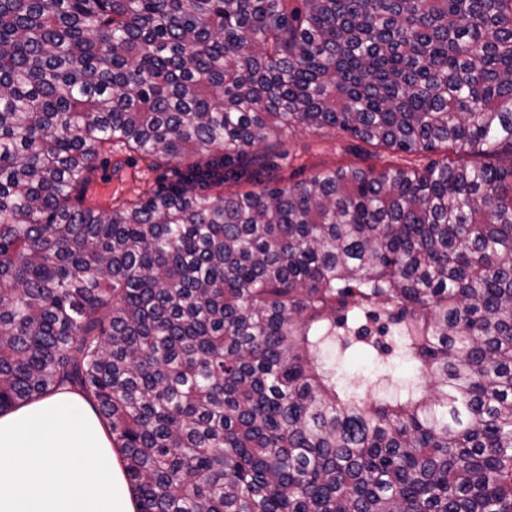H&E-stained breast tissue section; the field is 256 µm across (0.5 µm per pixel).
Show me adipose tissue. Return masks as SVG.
I'll return each mask as SVG.
<instances>
[{
  "label": "adipose tissue",
  "instance_id": "obj_1",
  "mask_svg": "<svg viewBox=\"0 0 512 512\" xmlns=\"http://www.w3.org/2000/svg\"><path fill=\"white\" fill-rule=\"evenodd\" d=\"M0 512H136L82 395L63 389L0 415Z\"/></svg>",
  "mask_w": 512,
  "mask_h": 512
}]
</instances>
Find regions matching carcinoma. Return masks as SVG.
I'll use <instances>...</instances> for the list:
<instances>
[{"label":"carcinoma","instance_id":"carcinoma-1","mask_svg":"<svg viewBox=\"0 0 512 512\" xmlns=\"http://www.w3.org/2000/svg\"><path fill=\"white\" fill-rule=\"evenodd\" d=\"M299 128L486 161L282 185ZM63 387L136 512H512V0H0V414ZM126 157L131 159L129 161L130 168L126 167V171L128 173L139 171V180L142 182H147L149 185H154L156 184V180L160 175H164L166 177L165 183H168L171 179L174 178L173 173L170 171V169L174 167L173 163H171L168 167L151 171L147 169L146 165L138 158L136 154L127 153ZM139 185L138 182L128 177L121 180L112 175L111 167L108 165H101L98 170L97 179L90 189L89 201L105 204L107 199L112 197L113 194L129 195ZM330 362L332 365H335L336 378L341 382H346L342 375L350 379L363 375L370 382L375 380V366L368 359L360 357L337 359L336 354L332 353L330 355Z\"/></svg>","mask_w":512,"mask_h":512}]
</instances>
